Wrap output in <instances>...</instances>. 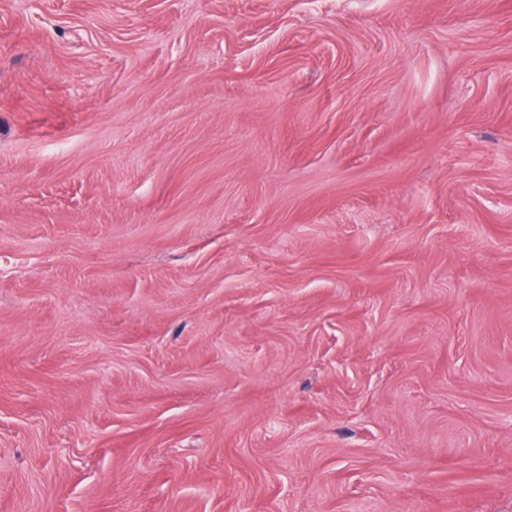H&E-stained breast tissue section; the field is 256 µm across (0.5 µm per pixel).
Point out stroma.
Returning <instances> with one entry per match:
<instances>
[{
    "instance_id": "1",
    "label": "stroma",
    "mask_w": 512,
    "mask_h": 512,
    "mask_svg": "<svg viewBox=\"0 0 512 512\" xmlns=\"http://www.w3.org/2000/svg\"><path fill=\"white\" fill-rule=\"evenodd\" d=\"M0 512H512V0H0Z\"/></svg>"
}]
</instances>
